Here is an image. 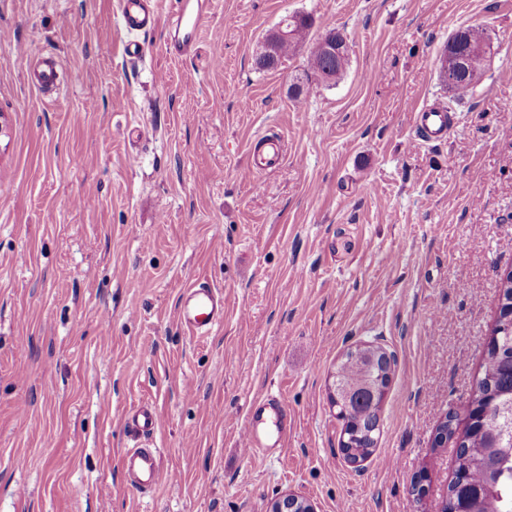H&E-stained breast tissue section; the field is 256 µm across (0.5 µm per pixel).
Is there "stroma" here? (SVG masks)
I'll list each match as a JSON object with an SVG mask.
<instances>
[{"mask_svg":"<svg viewBox=\"0 0 512 512\" xmlns=\"http://www.w3.org/2000/svg\"><path fill=\"white\" fill-rule=\"evenodd\" d=\"M175 2L133 62L117 0H0V512H267L289 492L316 512H441L456 450L433 439L470 398L512 271V0H215L179 59ZM296 14L313 24L295 54L256 69ZM334 27L343 76L291 98ZM467 27L493 45L472 93L440 75ZM47 56L50 92L31 81ZM425 102L447 107V141L414 144ZM260 134L286 157L253 176ZM198 280L224 294L205 336L177 313ZM366 344L397 363L356 468L329 392ZM270 395L284 445L246 456ZM140 404L160 417L148 437L124 421ZM134 447L158 451L154 490L126 481ZM271 411L276 417V430L273 434H261L257 422L261 421L262 414ZM288 415L282 401L275 397L261 400L254 410L252 417L247 421L243 431L242 451L246 456L265 455L270 449L280 447L286 435Z\"/></svg>","mask_w":512,"mask_h":512,"instance_id":"stroma-1","label":"stroma"}]
</instances>
